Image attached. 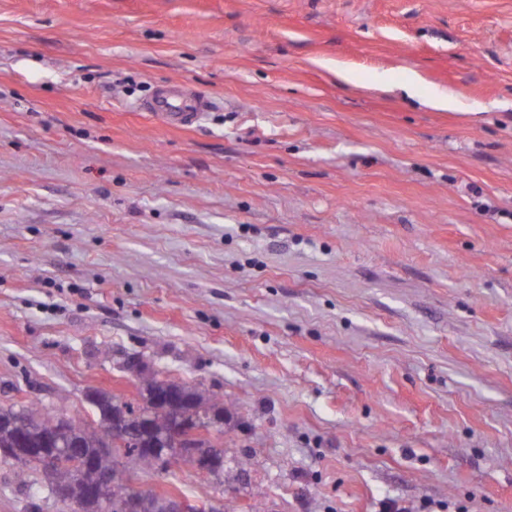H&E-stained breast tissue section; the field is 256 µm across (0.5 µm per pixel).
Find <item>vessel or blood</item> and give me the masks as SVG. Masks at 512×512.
Returning a JSON list of instances; mask_svg holds the SVG:
<instances>
[{"label":"vessel or blood","mask_w":512,"mask_h":512,"mask_svg":"<svg viewBox=\"0 0 512 512\" xmlns=\"http://www.w3.org/2000/svg\"><path fill=\"white\" fill-rule=\"evenodd\" d=\"M209 106L201 92L190 90L181 83H171L157 89L144 104L158 121L171 128L184 129L194 125Z\"/></svg>","instance_id":"obj_1"}]
</instances>
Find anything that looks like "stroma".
Listing matches in <instances>:
<instances>
[{
	"mask_svg": "<svg viewBox=\"0 0 512 512\" xmlns=\"http://www.w3.org/2000/svg\"><path fill=\"white\" fill-rule=\"evenodd\" d=\"M136 357L227 404L223 488L137 487L512 512V0H0V404ZM0 512L54 509L0 464ZM209 107V99L200 91H192L182 83H169L157 89L144 103L158 121L171 128L194 125Z\"/></svg>",
	"mask_w": 512,
	"mask_h": 512,
	"instance_id": "35a3bbf8",
	"label": "stroma"
}]
</instances>
